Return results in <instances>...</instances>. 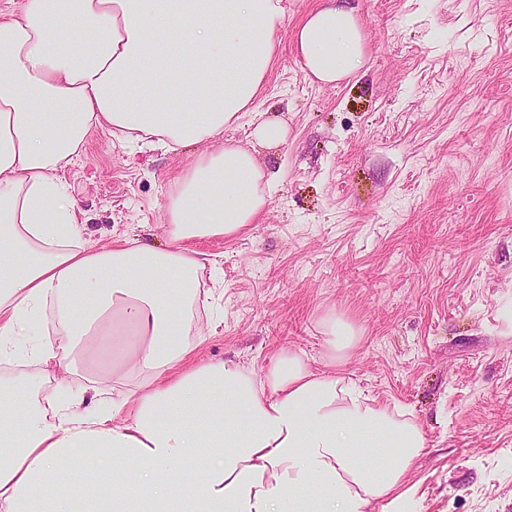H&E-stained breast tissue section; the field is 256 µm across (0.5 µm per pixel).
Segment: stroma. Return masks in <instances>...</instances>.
I'll use <instances>...</instances> for the list:
<instances>
[{
    "mask_svg": "<svg viewBox=\"0 0 512 512\" xmlns=\"http://www.w3.org/2000/svg\"><path fill=\"white\" fill-rule=\"evenodd\" d=\"M321 0H283L255 101L288 125L262 151L277 176L248 234L194 240L220 256L193 314L203 359L261 369L283 347L323 369L319 318L360 340L342 366L408 407L427 436L409 512H512V0H356L366 63L304 78L294 32ZM207 143L176 153L97 129L61 177L84 241L170 240L165 196Z\"/></svg>",
    "mask_w": 512,
    "mask_h": 512,
    "instance_id": "stroma-1",
    "label": "stroma"
}]
</instances>
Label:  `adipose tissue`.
I'll return each mask as SVG.
<instances>
[{"label":"adipose tissue","mask_w":512,"mask_h":512,"mask_svg":"<svg viewBox=\"0 0 512 512\" xmlns=\"http://www.w3.org/2000/svg\"><path fill=\"white\" fill-rule=\"evenodd\" d=\"M282 0H24L0 9V364L38 335L44 311L63 331L31 357L108 371L105 401L44 377L0 378V512H405L426 446L413 414L364 396L338 373L359 341L336 312L320 319L327 367L302 350L262 371L190 362L189 309L204 300L208 258L190 240L235 238L265 210L274 175L259 150L287 136L263 119L250 146L226 139L276 56ZM309 81L362 67L349 0H325L295 32ZM183 102L176 108L171 92ZM177 152L213 142L166 195L171 245L93 248L58 173L91 131ZM94 463L102 491L76 478Z\"/></svg>","instance_id":"adipose-tissue-1"}]
</instances>
